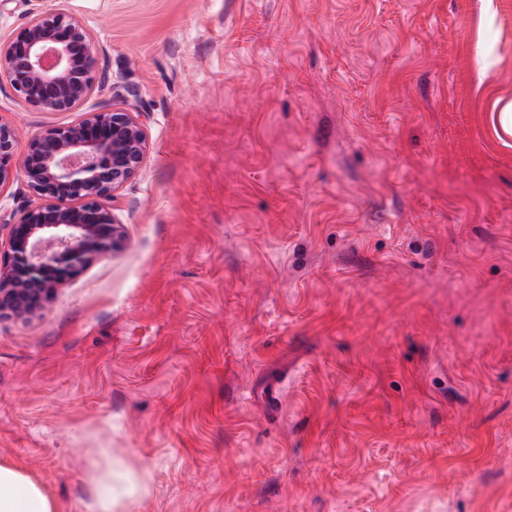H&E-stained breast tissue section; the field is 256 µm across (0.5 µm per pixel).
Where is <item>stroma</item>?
Returning <instances> with one entry per match:
<instances>
[{
	"mask_svg": "<svg viewBox=\"0 0 512 512\" xmlns=\"http://www.w3.org/2000/svg\"><path fill=\"white\" fill-rule=\"evenodd\" d=\"M135 107L123 247L0 319V461L87 512H512V0H0ZM0 83L15 161L47 126ZM32 195L0 187V248ZM97 461L87 475L91 492L88 512H129L151 493L148 476L110 448H96Z\"/></svg>",
	"mask_w": 512,
	"mask_h": 512,
	"instance_id": "stroma-1",
	"label": "stroma"
}]
</instances>
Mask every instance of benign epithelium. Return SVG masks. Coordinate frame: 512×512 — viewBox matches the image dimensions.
<instances>
[{
  "label": "benign epithelium",
  "mask_w": 512,
  "mask_h": 512,
  "mask_svg": "<svg viewBox=\"0 0 512 512\" xmlns=\"http://www.w3.org/2000/svg\"><path fill=\"white\" fill-rule=\"evenodd\" d=\"M102 49L84 22L57 8L35 14L0 41V81L44 112H67L94 92ZM14 129L0 122V187L13 177ZM146 155L136 113L108 104L28 144L21 171L37 202L9 225L0 253V318L31 319L53 291L124 241L104 200L131 180Z\"/></svg>",
  "instance_id": "7a95c632"
}]
</instances>
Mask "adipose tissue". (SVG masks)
<instances>
[{"label":"adipose tissue","mask_w":512,"mask_h":512,"mask_svg":"<svg viewBox=\"0 0 512 512\" xmlns=\"http://www.w3.org/2000/svg\"><path fill=\"white\" fill-rule=\"evenodd\" d=\"M97 461L87 475L91 492L88 512H130L148 496V476L109 448L95 449ZM0 512H60L57 500L26 468L0 462Z\"/></svg>","instance_id":"adipose-tissue-1"}]
</instances>
